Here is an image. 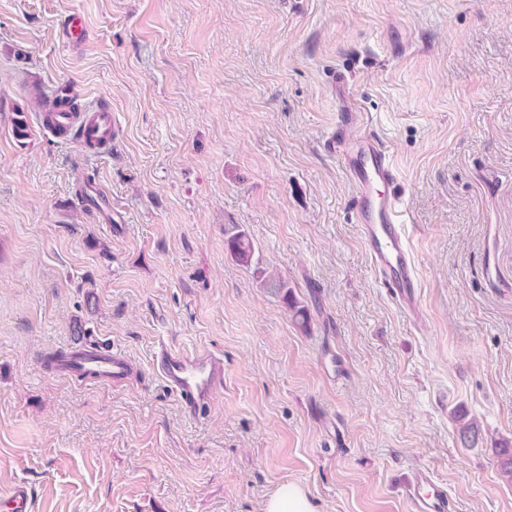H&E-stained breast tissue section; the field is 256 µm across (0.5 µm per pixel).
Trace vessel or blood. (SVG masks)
Returning <instances> with one entry per match:
<instances>
[{
	"instance_id": "b4317fda",
	"label": "vessel or blood",
	"mask_w": 512,
	"mask_h": 512,
	"mask_svg": "<svg viewBox=\"0 0 512 512\" xmlns=\"http://www.w3.org/2000/svg\"><path fill=\"white\" fill-rule=\"evenodd\" d=\"M52 124L67 132L80 147L93 145L102 151L111 146L117 132L111 109L99 105L77 114L57 108ZM336 149L357 190L356 222L361 226L371 262L404 311L419 317V283L399 225V200L389 190L395 173L387 148L375 136L364 133L351 140L337 141ZM158 362L163 380L188 414H196L224 386V361L209 351L163 348L158 352ZM58 370L69 377L92 373L97 380L115 385L127 378L129 363L125 356L98 343L70 352ZM415 482L428 485L430 491L423 496L412 495L414 512H453L447 491L430 472H419ZM5 502L8 512H32L31 486L15 483Z\"/></svg>"
}]
</instances>
